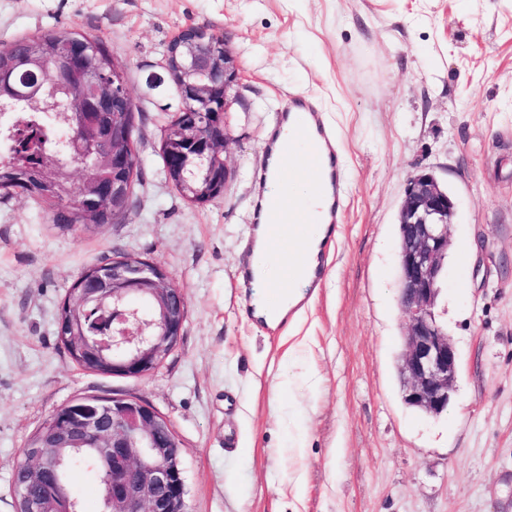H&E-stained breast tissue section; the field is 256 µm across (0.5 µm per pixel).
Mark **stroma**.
I'll list each match as a JSON object with an SVG mask.
<instances>
[{
  "label": "stroma",
  "instance_id": "35a3bbf8",
  "mask_svg": "<svg viewBox=\"0 0 512 512\" xmlns=\"http://www.w3.org/2000/svg\"><path fill=\"white\" fill-rule=\"evenodd\" d=\"M195 24L226 35L239 70L232 179L204 206L160 155L180 107L164 54ZM58 29L101 39L124 68L140 175L111 224L62 227L33 199L0 200V512H18L29 438L81 396H135L170 421L189 512H512V0H0V46ZM296 97L335 133L345 217L326 281L268 331L238 271L270 132ZM423 169L456 202L437 313L457 379L437 416L404 403L396 368L397 214ZM121 251L162 263L187 303L177 347L143 378L84 369L57 337L74 282Z\"/></svg>",
  "mask_w": 512,
  "mask_h": 512
}]
</instances>
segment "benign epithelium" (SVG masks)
Listing matches in <instances>:
<instances>
[{"label": "benign epithelium", "instance_id": "obj_1", "mask_svg": "<svg viewBox=\"0 0 512 512\" xmlns=\"http://www.w3.org/2000/svg\"><path fill=\"white\" fill-rule=\"evenodd\" d=\"M163 68L178 92L179 115L190 118L181 129V146L199 159H220L221 166L209 169L211 202L223 195L231 177L225 153L233 135L225 114L233 103L235 61L224 35L190 25L169 41ZM112 73L121 78L108 80L96 43L86 40L47 78L73 92L72 112H115L112 130L105 132L112 153L103 164L112 169V184L86 179L80 186L112 202L115 220L124 214L118 204L133 197L129 148L136 120L121 113L135 112L125 70L114 61ZM53 183L58 202L71 204V176L57 174ZM454 216V197L432 171L408 179L398 212V302L407 319L400 375L405 403L432 415L448 407L457 374L456 348L435 313ZM91 284L72 289L70 302L93 301L112 316H103L107 327L101 336L85 335L73 320H58L59 340L71 358L85 369L112 376L142 378L154 373L176 348L186 319L185 295L174 286L167 268L118 252L112 262L96 266ZM52 446L92 448L106 463L103 494L108 512H188L180 443L169 420L138 397H79L54 410L26 444L27 480L14 484L22 512H57L67 496L63 483L43 484L45 468L65 466L60 455H46Z\"/></svg>", "mask_w": 512, "mask_h": 512}]
</instances>
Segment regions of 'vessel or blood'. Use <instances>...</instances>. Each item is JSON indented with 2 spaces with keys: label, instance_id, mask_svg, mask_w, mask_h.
<instances>
[{
  "label": "vessel or blood",
  "instance_id": "1",
  "mask_svg": "<svg viewBox=\"0 0 512 512\" xmlns=\"http://www.w3.org/2000/svg\"><path fill=\"white\" fill-rule=\"evenodd\" d=\"M285 114L291 136L283 142L281 151L300 153L305 163L299 169L283 168L282 174L291 181L330 183L332 193L322 219L330 231H337L343 215V163L334 132L316 104L308 99L291 100ZM304 221L303 210L290 193L283 190L273 197L265 215L268 244L286 270H295L300 254L307 247L305 237L297 231L298 224Z\"/></svg>",
  "mask_w": 512,
  "mask_h": 512
}]
</instances>
